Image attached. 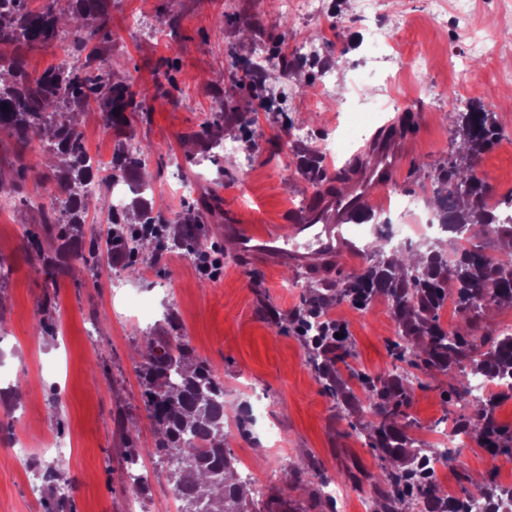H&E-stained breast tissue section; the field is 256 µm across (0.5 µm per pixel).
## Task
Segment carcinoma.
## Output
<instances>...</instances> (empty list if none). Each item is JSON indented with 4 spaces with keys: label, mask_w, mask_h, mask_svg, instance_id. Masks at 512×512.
<instances>
[{
    "label": "carcinoma",
    "mask_w": 512,
    "mask_h": 512,
    "mask_svg": "<svg viewBox=\"0 0 512 512\" xmlns=\"http://www.w3.org/2000/svg\"><path fill=\"white\" fill-rule=\"evenodd\" d=\"M108 0H44L31 9L27 0H0V43L16 46V54L0 59V132L25 143L44 137L52 154L63 157V169L54 175L50 210H41L43 234L33 233L29 248L38 257L45 273L54 277L60 271L58 257L65 255L68 268L97 276L112 266L116 254L125 261L129 276L142 277L145 254L152 264L171 250L202 254L199 228L205 223L210 205L198 200L170 223L142 205L140 223L159 224V236L134 233L126 229L121 215L111 214L105 236L89 233L87 242L77 241L87 218L88 197L83 193L93 180L99 165L93 164L76 129V115L94 103L105 125L122 132L130 117L140 113L146 101L142 90L114 74L100 72L91 62L104 58L94 43L98 33L107 28ZM62 28L74 31L76 57L86 56L81 64L65 63L39 76L28 73L25 49L42 46L56 39ZM119 113H114V110ZM459 145L455 156L443 164H422L430 180L436 216L452 235L468 233L469 246L452 245L450 252L438 249L427 256L410 248L405 254L386 257L371 247L366 267L340 279L322 293L310 294V307L295 313L291 320L301 323L308 363L317 377L342 404L348 403L350 391L342 382L337 363L352 355L350 340L332 349L311 342L324 331L320 321L328 302H349L362 307L380 294L390 303L398 324V333L389 346L395 360L417 372L447 379L446 395L455 405H472L474 413L455 420L457 429L476 439L489 452L491 462L503 455L512 456V428L500 424L494 416L499 402L510 394H492L484 401L470 400V378L512 377V336L493 331L475 335L483 313L492 306L512 305V245L495 255L486 254L473 242L481 235L494 234L512 239V223L500 224L487 205L489 189L477 176L476 167L482 154L490 151L500 136L495 113L469 106L453 115ZM151 147L134 153L120 146L107 163L112 177L145 176ZM305 180L315 189L325 179L317 161L301 169ZM455 295L459 324L452 330L441 326L438 312L448 291ZM168 336L146 339L137 365L142 386V400L157 428L154 447H136L129 428L123 429L128 459L146 455L157 463L169 465L172 490L180 494V512H248L249 491L238 477L239 462L224 446V386L213 375L209 364L198 358L186 337H179L176 347ZM365 391L368 401L366 430L369 446L392 458L412 443L406 433L409 423L404 408L411 401L412 382L403 376L391 379L363 372L353 374ZM412 465L386 470L384 484L375 483L371 490L380 512H399L406 501L415 505L439 502L443 493L432 478L428 462L413 453ZM481 496L497 500L504 512H512V488L494 484H474L466 490L465 503L453 512H469L467 502Z\"/></svg>",
    "instance_id": "1"
}]
</instances>
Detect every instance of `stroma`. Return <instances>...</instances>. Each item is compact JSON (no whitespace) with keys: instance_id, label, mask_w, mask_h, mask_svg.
Listing matches in <instances>:
<instances>
[{"instance_id":"35a3bbf8","label":"stroma","mask_w":512,"mask_h":512,"mask_svg":"<svg viewBox=\"0 0 512 512\" xmlns=\"http://www.w3.org/2000/svg\"><path fill=\"white\" fill-rule=\"evenodd\" d=\"M358 2L323 0L330 19L324 26L300 12L283 21L279 0H112L110 22L96 42L111 58L113 71L145 91L146 109L120 134L104 126L94 107L79 112L77 120L88 128L91 153L104 159L127 142L151 146L145 198L154 213L170 219L187 205L169 180L172 159L180 157L185 176L196 181L198 195L212 205L204 233L207 253L224 261L217 277L200 276L192 256L176 250L140 283L130 280L119 262L112 266L113 281L97 285L76 271L48 278L27 251L25 238L41 220L30 198L53 189L48 180L53 169L45 164L49 146L37 138L21 145L0 132V179L10 180L19 163L29 167L23 195L0 212V377L23 386L18 399L0 394V512H46L49 493L39 472L55 461L36 452L29 464L18 467L14 444L21 433L35 436L43 430L73 441L66 459L73 477L70 512H125L122 430L130 428L141 448L153 447L156 436L135 376L137 352L145 337L167 335L163 315L168 310L196 356L223 374L230 449L255 468L271 471L265 496L286 500L288 512H377L371 483L380 476L382 462L359 428L365 395L351 383L352 406L337 408L310 371L302 338L287 322L304 307L318 278L295 274L272 257L244 260L239 247L241 233L270 232L301 210L313 192L291 170L314 149L306 140L287 138L285 129L316 130L325 148L337 138L334 107L311 109L301 85L319 83L330 64L337 67L336 97L349 95L357 85L370 91L383 82V74L362 62L371 27H399V91L410 94L421 80L431 86L430 95L412 97L392 115L403 144L397 191L432 197L430 182L415 172V165L443 162L456 150L448 88L455 82L453 62L460 49L451 23L431 17L426 0H396L366 17ZM140 9L156 26L154 38L127 25L129 14ZM315 30L320 33L317 56L295 57L293 44ZM340 55L345 58L341 64L336 61ZM169 59L176 67L167 78ZM509 59L512 45L502 57L470 65L465 74L469 103L484 104L501 126L498 143L478 164L495 197L512 192V102L502 99L497 81ZM288 63L295 69L284 83L277 67ZM219 111L224 128L233 132L237 154H220L214 142L189 139ZM296 276L298 287H288ZM129 294L152 301L151 321L125 320ZM269 306L280 322L266 315ZM328 314L346 323L356 370L394 375L397 363L387 343L395 338L397 324L385 298L372 299L362 310L333 304ZM43 317L56 321L55 335L40 334ZM445 387V377L437 374L415 388L406 409L415 447H434L436 424L445 416ZM258 396L286 441L276 456L264 440L242 437L236 427L241 409ZM299 463L316 477H335L343 491L340 507L316 505L315 485L287 480ZM437 471L450 496L458 498L477 477L512 483V457L491 463L473 442Z\"/></svg>"}]
</instances>
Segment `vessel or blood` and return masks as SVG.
Instances as JSON below:
<instances>
[{
    "label": "vessel or blood",
    "instance_id": "1",
    "mask_svg": "<svg viewBox=\"0 0 512 512\" xmlns=\"http://www.w3.org/2000/svg\"><path fill=\"white\" fill-rule=\"evenodd\" d=\"M398 143L399 136L394 133L371 145L369 160L357 180L336 192L314 194L287 224L264 236H242V257L268 252L281 257L292 269L330 276L336 257L352 253L350 242L340 233L341 226L362 221L368 208L393 186L401 160Z\"/></svg>",
    "mask_w": 512,
    "mask_h": 512
}]
</instances>
